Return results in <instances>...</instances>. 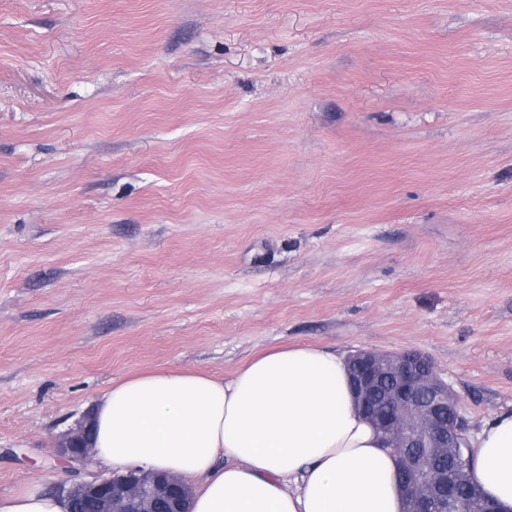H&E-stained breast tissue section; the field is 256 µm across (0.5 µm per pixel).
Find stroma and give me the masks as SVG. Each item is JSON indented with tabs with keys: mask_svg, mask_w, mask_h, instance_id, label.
Returning a JSON list of instances; mask_svg holds the SVG:
<instances>
[{
	"mask_svg": "<svg viewBox=\"0 0 512 512\" xmlns=\"http://www.w3.org/2000/svg\"><path fill=\"white\" fill-rule=\"evenodd\" d=\"M428 356L512 411V0H0V496L113 380Z\"/></svg>",
	"mask_w": 512,
	"mask_h": 512,
	"instance_id": "1",
	"label": "stroma"
}]
</instances>
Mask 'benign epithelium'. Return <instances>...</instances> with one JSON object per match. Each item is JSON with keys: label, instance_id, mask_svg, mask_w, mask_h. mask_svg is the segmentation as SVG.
<instances>
[{"label": "benign epithelium", "instance_id": "obj_1", "mask_svg": "<svg viewBox=\"0 0 512 512\" xmlns=\"http://www.w3.org/2000/svg\"><path fill=\"white\" fill-rule=\"evenodd\" d=\"M346 362L360 410L398 458L404 512H437L434 505L448 501L455 489L448 471L428 462L468 439L459 396L417 351L357 349ZM89 423L86 413L62 435L65 463L82 467L89 460ZM64 493L98 512H188L190 490L173 475L131 470L74 482Z\"/></svg>", "mask_w": 512, "mask_h": 512}]
</instances>
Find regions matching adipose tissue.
<instances>
[{
    "instance_id": "ef3b65f1",
    "label": "adipose tissue",
    "mask_w": 512,
    "mask_h": 512,
    "mask_svg": "<svg viewBox=\"0 0 512 512\" xmlns=\"http://www.w3.org/2000/svg\"><path fill=\"white\" fill-rule=\"evenodd\" d=\"M97 465L171 473L190 512H403L396 462L359 411L345 358L319 346L266 350L229 378L147 371L113 381L92 411ZM470 473L512 512V413L472 438ZM0 512H69L41 487L0 496Z\"/></svg>"
}]
</instances>
